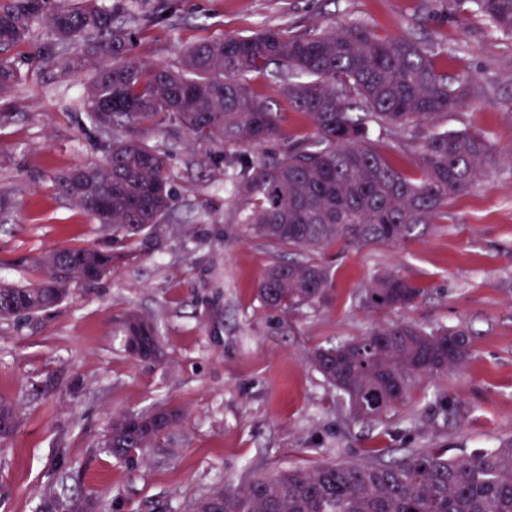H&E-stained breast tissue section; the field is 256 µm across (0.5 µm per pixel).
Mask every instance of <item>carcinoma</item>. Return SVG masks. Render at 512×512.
Wrapping results in <instances>:
<instances>
[{
    "label": "carcinoma",
    "mask_w": 512,
    "mask_h": 512,
    "mask_svg": "<svg viewBox=\"0 0 512 512\" xmlns=\"http://www.w3.org/2000/svg\"><path fill=\"white\" fill-rule=\"evenodd\" d=\"M450 21L480 16L512 35V0H438ZM136 17L121 0H12L0 9V48L30 39L42 22L49 38L36 58L65 72L89 73L82 110L106 154L100 170L75 166L57 177L58 190L115 238L155 229L172 213L176 195L173 157L146 134L172 120L189 137L221 146L261 149L289 140L279 154L228 153L240 209L239 223L300 260L274 261L258 288L269 309L287 311L331 298L333 276L315 254L332 243L395 245L421 236L453 197L484 177L491 154L478 132L440 131L437 120L460 104L467 76L448 77L438 65L434 37H381L356 23L308 36L276 29L190 45L180 66L149 65L130 55L127 24ZM284 83L289 107L314 128L310 138L286 137L278 113L250 91L253 76ZM19 79L0 57V97ZM112 101L106 125L98 112ZM421 136L414 169L395 164L369 136V127ZM50 279L0 282V319L30 316L61 303L73 285H92L87 268L112 270V249L62 247L40 257ZM419 289L388 273L364 289L362 305L374 312L403 309ZM125 348L140 349L149 364L162 362L156 325L136 311L121 320ZM469 333L459 327L426 329L405 321L379 322L366 335L309 355L314 369L347 398L350 414L382 419L404 400L413 378L458 368L469 356ZM165 427L132 429L129 414L112 418L108 452L127 460L142 455L178 409L155 407ZM84 499L46 498L40 512H76ZM190 512H512V439L490 451L451 457L411 451L390 463L343 461L259 474L238 487H216Z\"/></svg>",
    "instance_id": "1"
}]
</instances>
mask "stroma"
<instances>
[{"mask_svg":"<svg viewBox=\"0 0 512 512\" xmlns=\"http://www.w3.org/2000/svg\"><path fill=\"white\" fill-rule=\"evenodd\" d=\"M134 59L177 67L189 45L275 28L290 36L363 23L380 36L433 35L441 69L470 73V92L442 128L483 133L493 146L485 178L448 203L423 236L398 245L324 249L330 302L279 313L258 297L261 276L288 250L246 232L221 168L203 158L223 146L156 129L151 143L174 152L177 193L170 220L138 239L113 237L54 183L77 164L104 161L82 100L86 77L59 76L35 59L44 25L7 55L20 65L16 118L0 126V193L15 207L0 227V276L42 277L37 259L62 246H108L112 272L72 287L59 305L0 320V400L21 422L0 443V512H36L49 494H95L103 512H187L217 486L253 473L325 462H389L412 450L464 456L512 437V38L479 17L466 26L435 16L436 0H124ZM251 92L280 112L290 135H313L288 107L280 83L255 78ZM402 274L420 296L390 313L428 327L458 326L472 352L448 374L414 380L404 402L378 422L353 420L310 365L318 347L366 334L376 321L360 305L381 274ZM159 328L164 359L124 351L128 310ZM181 420L138 461L104 443L115 414L158 404Z\"/></svg>","mask_w":512,"mask_h":512,"instance_id":"1","label":"stroma"}]
</instances>
